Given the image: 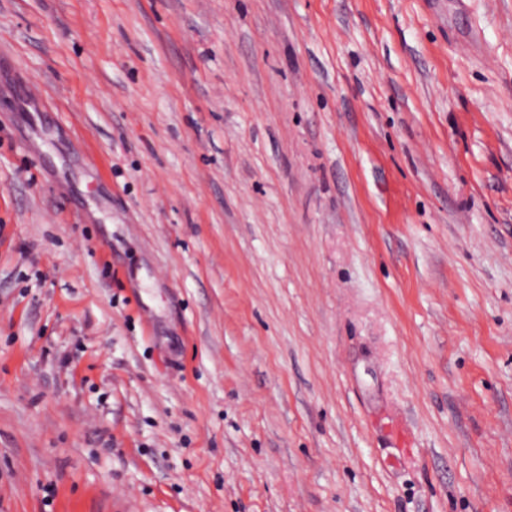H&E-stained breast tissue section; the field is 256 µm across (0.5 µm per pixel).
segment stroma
<instances>
[{
    "instance_id": "obj_1",
    "label": "stroma",
    "mask_w": 512,
    "mask_h": 512,
    "mask_svg": "<svg viewBox=\"0 0 512 512\" xmlns=\"http://www.w3.org/2000/svg\"><path fill=\"white\" fill-rule=\"evenodd\" d=\"M0 512H512V0H0Z\"/></svg>"
}]
</instances>
